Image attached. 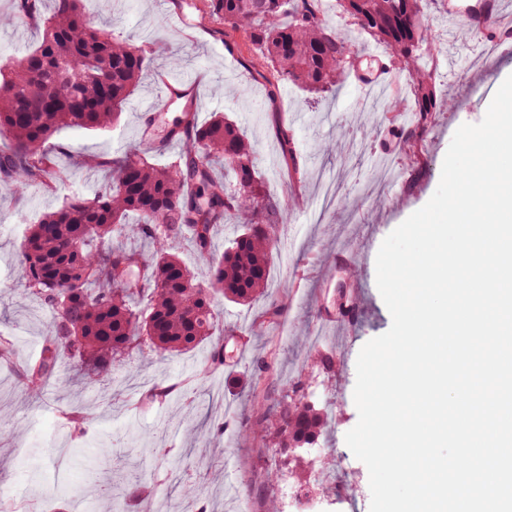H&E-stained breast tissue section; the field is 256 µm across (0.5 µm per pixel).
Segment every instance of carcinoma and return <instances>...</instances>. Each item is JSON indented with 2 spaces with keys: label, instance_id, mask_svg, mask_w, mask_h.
<instances>
[{
  "label": "carcinoma",
  "instance_id": "cac0c4a2",
  "mask_svg": "<svg viewBox=\"0 0 512 512\" xmlns=\"http://www.w3.org/2000/svg\"><path fill=\"white\" fill-rule=\"evenodd\" d=\"M358 32L390 47L410 78L416 120L408 139L427 135L432 114L446 105L418 60L428 37V0H337ZM83 0H55L53 12L41 0H15L14 14L39 30L40 40L22 57L0 65V186L24 199L27 188L64 181L51 170L59 147L51 140L66 128L107 129L120 118L161 45H136L85 14ZM202 11L238 35L255 65L269 74L272 90L292 84L314 93L331 92L350 68L342 35L322 15L320 0H203ZM172 118L153 115L146 135L171 141L182 151L157 164L129 150L116 159L93 156L78 163L109 168L112 179L98 194H73L31 225L20 256L25 291L51 312L43 358L24 368L30 395L38 397L55 376L58 358L101 370L141 343L160 354L212 343L211 364H224V344L215 297L246 304L268 291L269 266L279 239V220L296 200L267 192L255 168V148L238 124L214 114L201 123L191 90ZM284 157L300 173L292 130L275 131ZM235 180L228 187L215 172ZM134 215L137 220L128 222ZM234 220L243 233L224 255L214 256L216 228ZM187 235L209 279L198 281L171 252L172 240ZM152 241L146 255L123 247L102 253L98 245L122 238ZM280 443L325 432L323 413L290 402L279 419ZM85 465L113 467L112 449L97 448ZM141 487L118 500L107 493L96 512H130Z\"/></svg>",
  "mask_w": 512,
  "mask_h": 512
}]
</instances>
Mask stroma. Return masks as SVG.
<instances>
[{
    "instance_id": "1",
    "label": "stroma",
    "mask_w": 512,
    "mask_h": 512,
    "mask_svg": "<svg viewBox=\"0 0 512 512\" xmlns=\"http://www.w3.org/2000/svg\"><path fill=\"white\" fill-rule=\"evenodd\" d=\"M195 2L84 0L87 14L114 34L139 45L161 43L163 51L112 129H70L56 136L61 150L53 163L68 168L66 181L50 190L29 189L23 203L0 191V336L13 341L17 354L16 361L0 360V512H71V502L58 494L62 484L82 486L92 504L128 472L147 480L150 512H187L178 487L182 481L199 484L208 512H265L270 500L287 501L289 483L272 485L266 479L277 455L261 426L273 420L287 397L305 396L322 408L333 394L341 398V429L328 431L308 457L316 463L333 451L343 455L355 475L357 512H369L368 469L346 445L345 433L358 421L353 400L358 353L392 323L376 286V255L384 238L431 198L455 131L484 118L512 74V56L502 52L487 61L477 40L456 37L443 21L447 0H434L422 65L448 105L433 115L428 140L415 147L403 137L413 120L411 93L386 99L372 112L359 111L363 90L349 77L333 93L315 95L288 85L269 96L265 79L250 65V50L228 48L223 26L201 17ZM196 77L199 120L227 113L253 141L256 169L269 192L300 198L277 228L278 237L296 247L288 264L275 252L268 297L246 306L215 303L220 325L237 327L246 337L249 357L232 368L211 370L209 345L165 356L145 347L103 374L64 360L41 397L30 400L19 365L41 358L51 318L23 290L20 248L30 224L65 197H90L107 183L106 170L72 165V157L123 156L141 140L139 103L156 98L166 84ZM281 120L294 133L302 172L297 181L287 176L275 135ZM348 241L362 246L354 266L336 261ZM342 280L349 299L359 304L358 320L340 339H327L322 350H314L308 337L323 314L335 311ZM273 298L284 312L268 324L264 318ZM325 353L336 357L335 376L318 368ZM164 385L173 388V399L144 402L148 390ZM68 412L85 415L83 432L65 420ZM19 425L25 429L20 438L14 433ZM219 427L223 437L207 441L208 431ZM102 447L111 448L121 465L88 477L74 451Z\"/></svg>"
}]
</instances>
